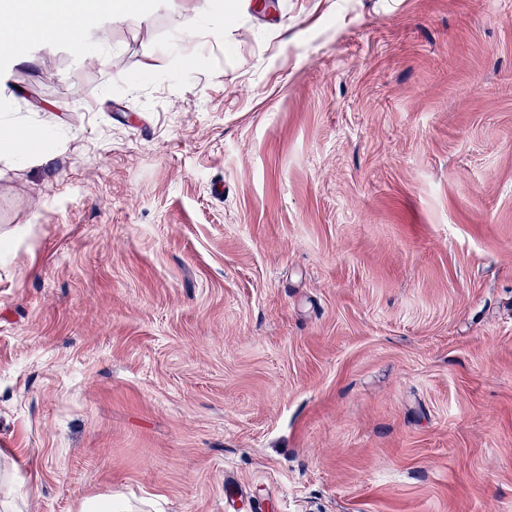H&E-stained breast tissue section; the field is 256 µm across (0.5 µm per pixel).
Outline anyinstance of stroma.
<instances>
[{
	"label": "stroma",
	"instance_id": "35a3bbf8",
	"mask_svg": "<svg viewBox=\"0 0 512 512\" xmlns=\"http://www.w3.org/2000/svg\"><path fill=\"white\" fill-rule=\"evenodd\" d=\"M184 8L0 87L20 512H512V0ZM1 128L7 130V137L11 147L18 153L25 155L32 162L46 163L49 157L40 152L33 142L31 129L21 122H10L5 125L1 120Z\"/></svg>",
	"mask_w": 512,
	"mask_h": 512
}]
</instances>
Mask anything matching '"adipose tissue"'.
I'll return each instance as SVG.
<instances>
[{
  "instance_id": "ef3b65f1",
  "label": "adipose tissue",
  "mask_w": 512,
  "mask_h": 512,
  "mask_svg": "<svg viewBox=\"0 0 512 512\" xmlns=\"http://www.w3.org/2000/svg\"><path fill=\"white\" fill-rule=\"evenodd\" d=\"M90 23L71 8V0H28L27 9L11 25L0 27V56L19 60L25 44L62 41L78 56L91 47Z\"/></svg>"
}]
</instances>
